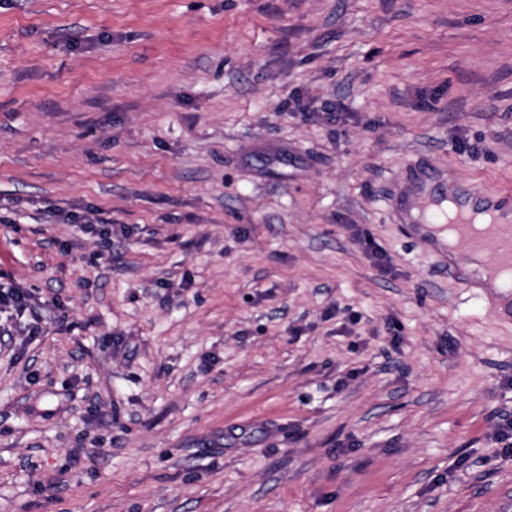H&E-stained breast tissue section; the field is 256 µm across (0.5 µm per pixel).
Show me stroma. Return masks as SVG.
<instances>
[{
	"mask_svg": "<svg viewBox=\"0 0 512 512\" xmlns=\"http://www.w3.org/2000/svg\"><path fill=\"white\" fill-rule=\"evenodd\" d=\"M413 165L512 189V0H0V512H512ZM62 221L69 224H76L82 231H85L88 227L94 224H112L110 219L101 217L99 210H88L84 212H64L61 213Z\"/></svg>",
	"mask_w": 512,
	"mask_h": 512,
	"instance_id": "stroma-1",
	"label": "stroma"
}]
</instances>
